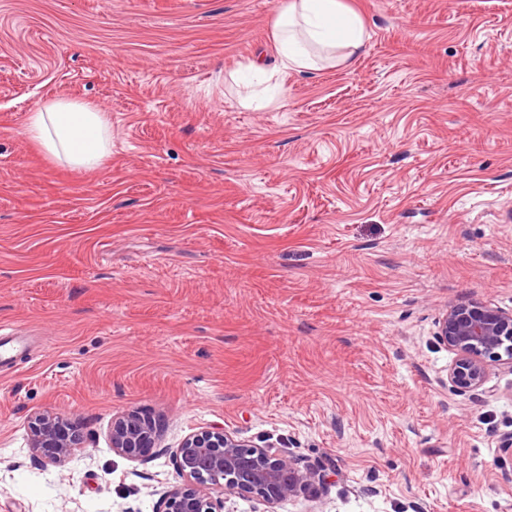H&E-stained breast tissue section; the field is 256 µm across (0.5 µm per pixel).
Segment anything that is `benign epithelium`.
Returning a JSON list of instances; mask_svg holds the SVG:
<instances>
[{
    "label": "benign epithelium",
    "instance_id": "1",
    "mask_svg": "<svg viewBox=\"0 0 512 512\" xmlns=\"http://www.w3.org/2000/svg\"><path fill=\"white\" fill-rule=\"evenodd\" d=\"M436 339L455 354L447 379L465 395L481 388L491 369H512V312L490 303L460 302L438 320ZM32 451L46 465L62 466L84 435L75 423L40 414L29 422ZM159 420L127 413L112 422V451L146 461L159 453ZM182 482L165 491L160 512H223L230 496L256 499L269 506L300 492L317 495L326 475L272 445L256 446L221 427L188 435L175 452Z\"/></svg>",
    "mask_w": 512,
    "mask_h": 512
}]
</instances>
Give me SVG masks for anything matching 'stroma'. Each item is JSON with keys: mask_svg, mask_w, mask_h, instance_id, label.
<instances>
[{"mask_svg": "<svg viewBox=\"0 0 512 512\" xmlns=\"http://www.w3.org/2000/svg\"><path fill=\"white\" fill-rule=\"evenodd\" d=\"M283 0H0V512H157L219 426L328 477L224 512H512V371L456 395L437 320L512 311V0H352V66L280 74ZM54 98L112 123L95 172L24 133ZM86 437L33 458L30 416ZM163 420L147 462L113 418ZM9 329L10 333L13 336H1L0 343V366L8 365L11 363L15 357L22 353L25 349L23 342L20 340L19 336H14V328H8L6 325L2 324L0 326L1 330Z\"/></svg>", "mask_w": 512, "mask_h": 512, "instance_id": "1", "label": "stroma"}]
</instances>
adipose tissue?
Wrapping results in <instances>:
<instances>
[{"label":"adipose tissue","instance_id":"1","mask_svg":"<svg viewBox=\"0 0 512 512\" xmlns=\"http://www.w3.org/2000/svg\"><path fill=\"white\" fill-rule=\"evenodd\" d=\"M270 41L284 71H313L325 60L349 65L365 46L364 24L348 0H284ZM25 133L56 165L93 171L111 155L109 118L80 99H53L33 109Z\"/></svg>","mask_w":512,"mask_h":512}]
</instances>
